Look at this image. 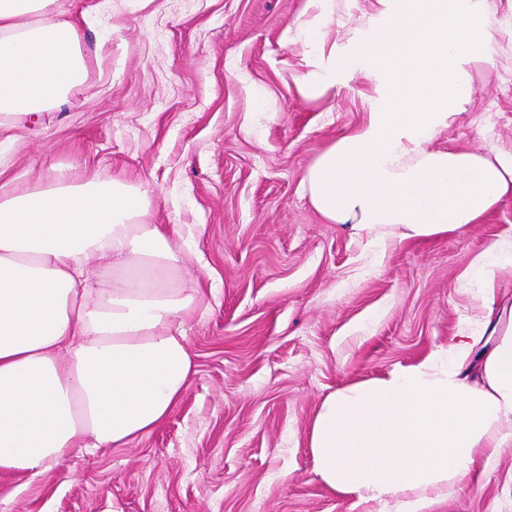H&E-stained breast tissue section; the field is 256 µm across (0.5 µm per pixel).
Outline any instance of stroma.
Wrapping results in <instances>:
<instances>
[{"mask_svg":"<svg viewBox=\"0 0 512 512\" xmlns=\"http://www.w3.org/2000/svg\"><path fill=\"white\" fill-rule=\"evenodd\" d=\"M81 25L87 84L37 133L0 128V185L124 176L174 224L184 277L214 285L181 328L195 373L157 429L73 452L38 478L0 477V512H352L308 448L323 399L415 364L485 314L512 313V272L478 295L471 265L512 235V197L467 229L394 243L323 221L300 178L364 125L374 80L352 70L307 96L333 47L367 36L378 0H58ZM496 65L473 59L469 104L434 144L512 149V0H485ZM431 512H512V448Z\"/></svg>","mask_w":512,"mask_h":512,"instance_id":"1","label":"stroma"}]
</instances>
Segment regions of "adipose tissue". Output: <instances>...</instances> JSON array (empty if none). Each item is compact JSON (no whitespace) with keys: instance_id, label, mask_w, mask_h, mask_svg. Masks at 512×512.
I'll return each instance as SVG.
<instances>
[{"instance_id":"adipose-tissue-1","label":"adipose tissue","mask_w":512,"mask_h":512,"mask_svg":"<svg viewBox=\"0 0 512 512\" xmlns=\"http://www.w3.org/2000/svg\"><path fill=\"white\" fill-rule=\"evenodd\" d=\"M370 37L330 53L314 96L355 63L381 106L305 169L318 215L380 245L461 232L512 196V152L437 149L470 94L469 60L494 64L483 0H379ZM78 24L57 0H0V127L61 110L88 80ZM124 178L85 173L45 188L0 185V475L35 479L72 450L122 448L162 425L187 390L192 353L178 319L201 286L178 280L175 225ZM107 262L94 283L89 268ZM512 239L472 277L492 288ZM463 329L423 361L327 395L312 422L314 469L357 512H426L479 456L512 447V331Z\"/></svg>"}]
</instances>
